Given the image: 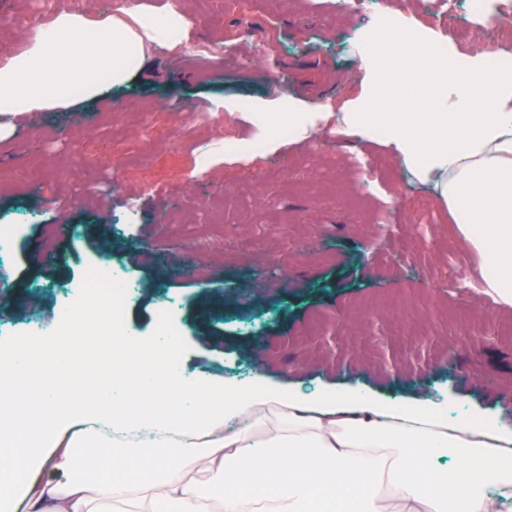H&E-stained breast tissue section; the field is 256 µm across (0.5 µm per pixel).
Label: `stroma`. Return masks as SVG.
I'll use <instances>...</instances> for the list:
<instances>
[{"instance_id": "obj_1", "label": "stroma", "mask_w": 512, "mask_h": 512, "mask_svg": "<svg viewBox=\"0 0 512 512\" xmlns=\"http://www.w3.org/2000/svg\"><path fill=\"white\" fill-rule=\"evenodd\" d=\"M12 18L57 0H6ZM381 0H178L191 42L229 47L223 67L156 55V75L69 110L21 116L0 141V224L23 230L0 293V326L26 335L104 260L137 285L127 330L154 335L161 309L182 361L274 392L337 388L380 398L445 396L444 411L512 427V308L447 280L479 256L447 210L379 146L321 132L251 160L228 143L261 134L257 107L337 108L363 90L360 35ZM463 54L467 6L388 0ZM164 139H156L157 131ZM426 223L411 220L414 205Z\"/></svg>"}]
</instances>
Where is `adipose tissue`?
<instances>
[{"label": "adipose tissue", "mask_w": 512, "mask_h": 512, "mask_svg": "<svg viewBox=\"0 0 512 512\" xmlns=\"http://www.w3.org/2000/svg\"><path fill=\"white\" fill-rule=\"evenodd\" d=\"M362 37L370 83L335 112L263 113L293 142L328 128L385 148L407 177L445 205L459 237L480 257L495 301L512 307V54H462L390 6ZM190 24L172 4L122 0L96 20L56 12L23 49L0 60V141L16 117L93 100L137 78L161 48L181 45ZM459 67L458 81L442 72ZM0 343V372L47 362L63 373L99 355L121 372L142 361L135 388L88 372L67 396L12 385L0 392V506L13 512H512V429L469 416L448 420L433 401L275 397L188 367L181 338L159 333L106 340L98 322ZM455 456L454 467L439 465ZM212 472L207 491L186 470ZM48 480L35 485L37 474Z\"/></svg>", "instance_id": "1"}]
</instances>
